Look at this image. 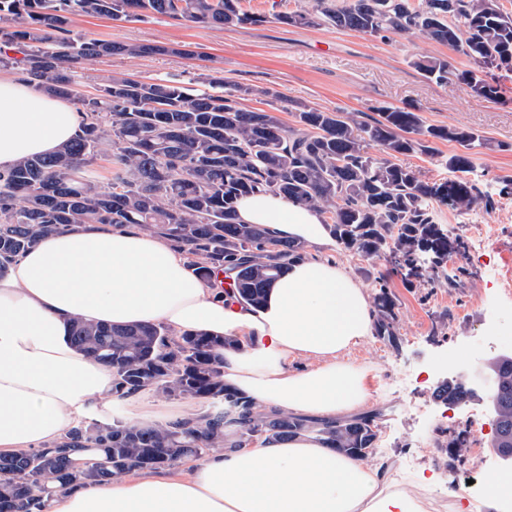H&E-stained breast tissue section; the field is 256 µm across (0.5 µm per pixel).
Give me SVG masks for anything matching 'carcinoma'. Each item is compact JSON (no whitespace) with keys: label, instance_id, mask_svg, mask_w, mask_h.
I'll return each instance as SVG.
<instances>
[{"label":"carcinoma","instance_id":"cac0c4a2","mask_svg":"<svg viewBox=\"0 0 512 512\" xmlns=\"http://www.w3.org/2000/svg\"><path fill=\"white\" fill-rule=\"evenodd\" d=\"M312 10H292L274 20L293 27L323 24L370 36L420 32L455 48L470 67L455 71L440 57L413 65L427 78L454 76L477 97L495 101L493 70L512 71V11L501 0H312ZM167 16L186 26L257 25L267 16L241 0H0V41L22 45L28 82L76 102L86 119L55 153L25 158L0 173V270L44 236L71 224L137 225L166 235L201 257L196 270L209 280L224 268L232 294L260 304L267 288L303 245L236 219L238 200L261 189L329 214L336 241L361 257L392 254L422 276L418 254L444 260L462 254L434 221V204L468 210L491 204L472 178L473 150L482 138L458 126H426L411 109L380 106L362 123L340 110L290 101L295 125L276 115L280 92L231 87L190 94L174 82H146L118 74L100 93H77L72 66L102 56L165 53L152 44L103 41L72 35L77 16L142 21ZM267 98L268 108L240 107L243 95ZM436 140L462 150L443 161L451 176L428 182L399 157L428 154ZM373 142L384 157L366 151ZM112 153H107V149ZM109 154L110 176L98 180L92 165ZM377 322L394 318L381 283ZM70 345L112 368L119 397L150 391L203 403L197 418L156 425L131 421L80 422L57 443L0 456V512H48L54 494L102 484L131 472L155 471L223 448H249L268 439L315 433L338 452L364 457L377 437L367 415L347 424L310 421L262 411L237 393L221 373L228 338L175 336L163 324L114 327L76 319Z\"/></svg>","mask_w":512,"mask_h":512}]
</instances>
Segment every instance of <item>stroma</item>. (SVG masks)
<instances>
[{
    "instance_id": "stroma-1",
    "label": "stroma",
    "mask_w": 512,
    "mask_h": 512,
    "mask_svg": "<svg viewBox=\"0 0 512 512\" xmlns=\"http://www.w3.org/2000/svg\"><path fill=\"white\" fill-rule=\"evenodd\" d=\"M309 0H242L244 8L268 15L260 25L188 27L156 15L145 21H113L80 16L73 32L114 42L167 46L164 54L106 56L74 65L79 93L91 94L113 75L134 74L146 81L166 80L190 89L204 88L205 77L251 88L242 97L246 109L264 107L261 88L288 99L331 110L355 113L367 122L379 106L416 109L424 125L474 130L484 141L475 159L474 176L491 204L468 210L434 209L435 221L450 238L463 241L465 254L441 266L425 263L423 277L393 272L389 255L359 257L335 248L328 260L344 267L377 300L388 289L394 303L393 338L371 334L349 354L369 369V388L377 439L367 455L370 464L388 461L397 478L419 483L431 512H450L448 483L477 474L496 475L488 449H465L451 455L452 436L470 438L482 429L490 441V420L483 406L448 405L439 391L448 366L465 352L479 359L499 349L497 336L512 335V291L487 274L499 255L512 256V72H497L501 99L472 96L456 79L436 83L413 62L423 56L448 59L456 69L467 59L447 45L421 34L372 37L329 25L308 28L273 21L279 11L307 6ZM497 225L494 238L475 245L471 229Z\"/></svg>"
}]
</instances>
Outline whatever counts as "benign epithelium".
<instances>
[{
    "mask_svg": "<svg viewBox=\"0 0 512 512\" xmlns=\"http://www.w3.org/2000/svg\"><path fill=\"white\" fill-rule=\"evenodd\" d=\"M505 362H512V349H502L496 355L474 367L448 368V380L464 384L466 395L450 405H461L470 401L485 404V409L494 427V440L491 455L497 462L498 471L504 475L512 474V444L504 440L503 423L500 417L499 395L503 391L499 386L498 370Z\"/></svg>",
    "mask_w": 512,
    "mask_h": 512,
    "instance_id": "benign-epithelium-1",
    "label": "benign epithelium"
}]
</instances>
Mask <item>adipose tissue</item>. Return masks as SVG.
Listing matches in <instances>:
<instances>
[{"instance_id": "adipose-tissue-1", "label": "adipose tissue", "mask_w": 512, "mask_h": 512, "mask_svg": "<svg viewBox=\"0 0 512 512\" xmlns=\"http://www.w3.org/2000/svg\"><path fill=\"white\" fill-rule=\"evenodd\" d=\"M85 115L19 76H0V173L56 151ZM243 224L318 249L335 246L320 212L271 191L243 197ZM166 323L175 334L237 339L223 349L224 381L256 404L345 420L371 404L367 367L346 355L372 331L368 294L336 263L301 258L262 307L200 279L160 236L127 226L74 224L40 239L0 274V453L61 439L81 418H108L110 368L76 352L73 320ZM304 369H292L296 358ZM414 484L328 448L313 434L227 447L175 474L132 473L66 491L51 512H428Z\"/></svg>"}]
</instances>
